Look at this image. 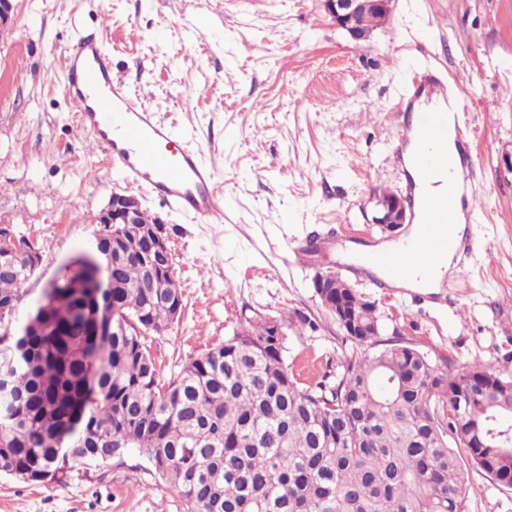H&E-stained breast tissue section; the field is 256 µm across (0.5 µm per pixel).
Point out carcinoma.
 <instances>
[{
  "mask_svg": "<svg viewBox=\"0 0 512 512\" xmlns=\"http://www.w3.org/2000/svg\"><path fill=\"white\" fill-rule=\"evenodd\" d=\"M90 298L74 271L44 289L42 331L18 318L39 256L0 260V461L62 485L144 457L187 512H462V462L512 484V379L481 363L449 374L349 288L315 290L359 349L328 386L290 370L281 319L241 332L161 377L147 337L173 322L175 275L111 256Z\"/></svg>",
  "mask_w": 512,
  "mask_h": 512,
  "instance_id": "1",
  "label": "carcinoma"
}]
</instances>
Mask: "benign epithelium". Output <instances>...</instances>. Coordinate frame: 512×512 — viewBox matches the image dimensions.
<instances>
[{
    "label": "benign epithelium",
    "mask_w": 512,
    "mask_h": 512,
    "mask_svg": "<svg viewBox=\"0 0 512 512\" xmlns=\"http://www.w3.org/2000/svg\"><path fill=\"white\" fill-rule=\"evenodd\" d=\"M325 12L333 24L344 30L355 41L368 39L373 29L363 25L362 20L367 16H388L392 11L394 0H322ZM16 22L14 0H0V39L12 32ZM142 208L136 197L123 191H114L109 196L104 208L94 218L98 229L94 235V243L87 253L79 257L78 265L84 272L83 285L86 288L99 287L109 252L101 245L105 237V226L121 224L130 229L132 237L145 235V249L149 258L148 272L152 280L163 277L173 271V262L169 240L164 234L163 221H157V226L151 232L136 227ZM410 222L405 199L390 188H381L375 195L374 216L372 223L378 224L391 236ZM31 240L13 232L6 236L0 235V253L15 254L21 251L24 244ZM347 288L349 284L341 281L336 271L328 269L314 277V287Z\"/></svg>",
    "instance_id": "benign-epithelium-1"
}]
</instances>
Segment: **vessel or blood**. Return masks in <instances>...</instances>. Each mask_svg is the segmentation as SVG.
I'll use <instances>...</instances> for the list:
<instances>
[{"mask_svg":"<svg viewBox=\"0 0 512 512\" xmlns=\"http://www.w3.org/2000/svg\"><path fill=\"white\" fill-rule=\"evenodd\" d=\"M413 97L425 115L413 127L411 136L424 147L416 161L420 182L429 181L437 168H454L444 191L433 196L410 195L409 204L423 226L422 248L403 247L378 252L371 260L382 266L389 282L399 281L408 264L419 258L449 251H461L457 239L442 228L457 223V200L467 179L463 152L469 137L457 131L456 155H449L445 143L449 135L427 107L447 101V83L432 75L418 77ZM64 88L81 115V126L92 132L112 169L123 176L127 186L146 191L171 209L203 221L222 216L224 190L214 166L190 147L192 133L176 129L143 105L112 73V55L105 38L95 29L71 40L64 50Z\"/></svg>","mask_w":512,"mask_h":512,"instance_id":"obj_1","label":"vessel or blood"}]
</instances>
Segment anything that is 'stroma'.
<instances>
[{
  "label": "stroma",
  "mask_w": 512,
  "mask_h": 512,
  "mask_svg": "<svg viewBox=\"0 0 512 512\" xmlns=\"http://www.w3.org/2000/svg\"><path fill=\"white\" fill-rule=\"evenodd\" d=\"M0 39V225L35 240L37 274L18 307L26 317L60 267L88 251L90 218L125 190L76 105L63 93V52L102 26L112 72L163 118L193 134L224 188L220 224L189 220L137 191L159 217L181 286L182 312L149 338L164 377L240 332L243 312L307 319L288 334L286 361L304 382L332 383L354 349L313 288L344 272L375 303L385 334L512 378V0H395L363 42L336 28L321 0H14ZM443 76L477 158L465 190L468 244L438 292L387 287L362 268L388 239L371 221L379 188L405 192L395 152L410 142L403 98L416 76ZM316 236L304 264L291 248ZM463 512H512V489L464 464ZM0 512H186L181 495L130 454L73 472L62 485L0 476Z\"/></svg>",
  "instance_id": "1"
}]
</instances>
